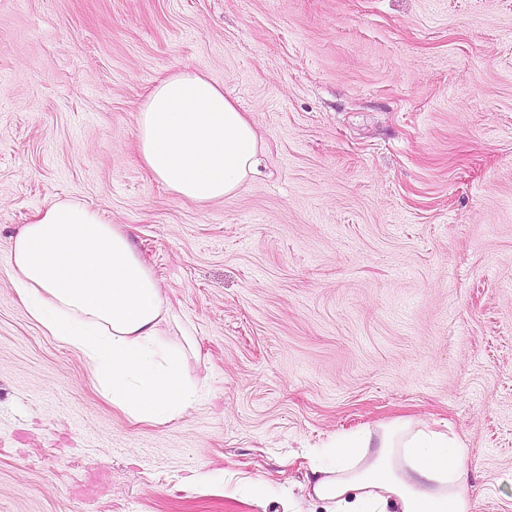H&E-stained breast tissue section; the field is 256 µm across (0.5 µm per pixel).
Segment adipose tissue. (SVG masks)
I'll list each match as a JSON object with an SVG mask.
<instances>
[{
  "mask_svg": "<svg viewBox=\"0 0 512 512\" xmlns=\"http://www.w3.org/2000/svg\"><path fill=\"white\" fill-rule=\"evenodd\" d=\"M137 152L167 190L196 204L235 196L257 164L255 132L201 70L157 80L137 117ZM27 314L79 354L131 418L169 423L199 405L184 348L161 339L171 307L128 236L86 204L57 200L9 244ZM467 450L395 424L338 436L307 492L325 512H472Z\"/></svg>",
  "mask_w": 512,
  "mask_h": 512,
  "instance_id": "adipose-tissue-1",
  "label": "adipose tissue"
}]
</instances>
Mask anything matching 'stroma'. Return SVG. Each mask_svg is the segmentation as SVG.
<instances>
[{"label": "stroma", "mask_w": 512, "mask_h": 512, "mask_svg": "<svg viewBox=\"0 0 512 512\" xmlns=\"http://www.w3.org/2000/svg\"><path fill=\"white\" fill-rule=\"evenodd\" d=\"M198 67L260 159L204 206L135 156ZM57 199L159 282L181 419L132 421L19 304L8 241ZM394 423L512 512V0H0V512H324L309 450Z\"/></svg>", "instance_id": "35a3bbf8"}]
</instances>
